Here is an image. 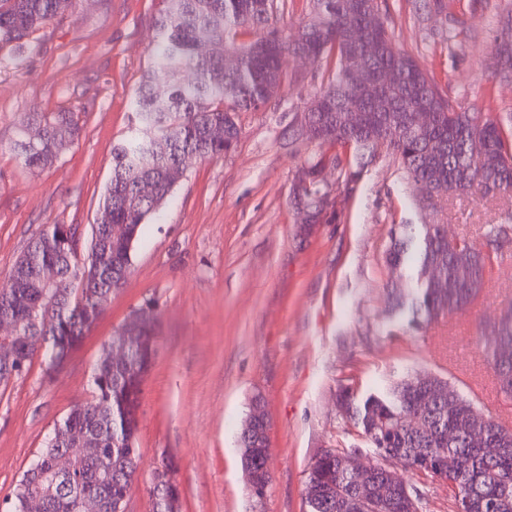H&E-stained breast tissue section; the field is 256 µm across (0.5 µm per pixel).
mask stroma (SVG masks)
<instances>
[{
	"instance_id": "1",
	"label": "stroma",
	"mask_w": 512,
	"mask_h": 512,
	"mask_svg": "<svg viewBox=\"0 0 512 512\" xmlns=\"http://www.w3.org/2000/svg\"><path fill=\"white\" fill-rule=\"evenodd\" d=\"M384 0L395 46L467 112L512 113V82L494 83L500 21L512 0ZM161 0H74L23 48L0 49V284L47 224L77 225L83 243L112 174V148L134 128L132 97L152 62ZM281 90L239 115L234 150L193 159L173 201L150 220L131 274L63 368L32 364L0 386V500L12 492L54 423L91 395L101 346L135 308L156 306L158 342L143 384L140 475L126 512H151L150 478L171 460L180 512H310L305 482L316 457L374 450L338 408L339 387L358 396L411 374L446 379L485 415L512 424L478 334L512 304V246L494 262L472 305L411 327L391 311L389 289L408 287L385 253L395 224H444L484 246L486 225L512 200L480 188L441 210L420 208L395 158L380 154L353 192L333 184V206L300 230L293 187L317 143L293 142L319 83V66L289 55ZM75 112L82 131L51 166L24 168L13 143L28 113ZM269 421L263 498L252 496L236 433L253 397ZM391 469L423 493L420 512H453L446 489L397 460Z\"/></svg>"
}]
</instances>
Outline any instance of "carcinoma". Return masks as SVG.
<instances>
[{
    "instance_id": "obj_1",
    "label": "carcinoma",
    "mask_w": 512,
    "mask_h": 512,
    "mask_svg": "<svg viewBox=\"0 0 512 512\" xmlns=\"http://www.w3.org/2000/svg\"><path fill=\"white\" fill-rule=\"evenodd\" d=\"M314 20L294 31L273 19L274 0H163L156 27L153 62L133 99V135L112 148V176L102 195L90 248L94 263L60 245L65 227L48 224L30 241L13 266L9 283L0 287V318L15 328L0 354V385L26 373L41 360L43 371H59L69 353L80 345L102 312L99 304L124 287L131 270V251L148 221L171 198L187 160L220 158L239 137L241 112L257 110L278 92L286 74L287 55H304L322 66V82L313 98L325 97V112L306 110L314 126L310 140L334 154H315L301 167L295 196L320 222L332 188L319 177L326 165L352 190L364 168L383 152L400 163L406 179L421 191L420 202L435 207L448 197L466 193L474 183L486 195L512 192V115L462 112L443 96L410 56L393 49V37L380 19V0H312ZM73 0H0V47H21L36 28L61 17ZM378 47L364 55L367 68L395 71L399 79L383 89L379 105L353 91L348 60L357 50L346 33L361 20ZM203 40H221L240 50L235 64L222 56L199 52ZM493 77L512 80V19L501 25ZM169 93L161 98L154 85ZM419 107L431 112L425 128L413 126ZM352 110L369 115L358 130L344 123ZM40 129L30 141L22 137L14 151L27 168L46 167L64 146L79 137L74 112H40L27 118ZM215 126L224 139L210 138ZM149 181L154 194L143 196L139 186ZM486 237L497 242L512 238V215L488 226ZM386 262L415 281L407 294L395 296L400 314L430 322L472 304L482 293L492 265L473 242L448 236L444 224H427L416 233L410 224L394 226ZM56 270V282L46 287L40 273ZM128 351L122 364L112 363L111 342L104 343L92 373V398L73 406L54 424L51 439L30 462L6 498L5 512H29L38 502L41 512H113L129 495L137 476L136 448L142 387L155 357L157 327ZM487 352L500 390L512 397V308L490 332L477 338ZM338 404L363 431L377 455L395 453L409 470L431 476L425 462L441 455L459 460L448 473V493L466 485L494 512H512V429L494 425L475 445L468 430L479 410L440 378L420 380L410 375L385 394L358 397L339 390ZM421 426H416L417 421ZM258 431L240 429L239 449L260 448ZM348 454L331 451L317 458L306 479L311 512H351L353 499L375 473L344 467ZM66 462L60 473V462ZM152 512H179L180 494L173 493L172 476L156 474L150 489ZM415 489L397 493L392 502L377 503L372 512H419Z\"/></svg>"
}]
</instances>
